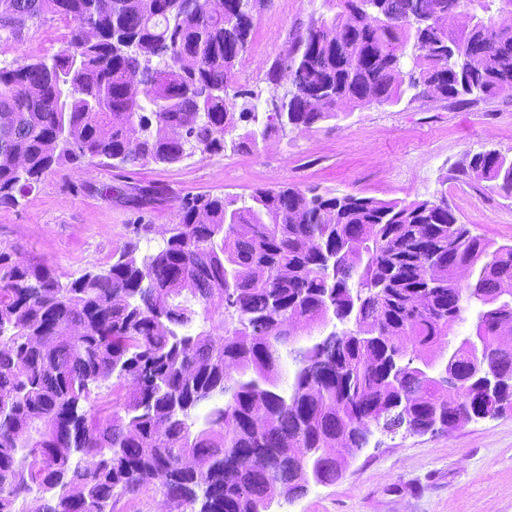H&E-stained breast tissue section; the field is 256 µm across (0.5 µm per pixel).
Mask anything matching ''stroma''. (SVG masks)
I'll return each mask as SVG.
<instances>
[{
	"label": "stroma",
	"instance_id": "stroma-1",
	"mask_svg": "<svg viewBox=\"0 0 512 512\" xmlns=\"http://www.w3.org/2000/svg\"><path fill=\"white\" fill-rule=\"evenodd\" d=\"M328 9L327 0H263L254 13L252 42L235 68L237 85L256 88L294 28ZM64 32L55 17L27 26L21 42L0 43V66L23 54H53ZM482 151L512 156V99L459 104L405 98L362 106L309 129L273 134L255 150L229 147L121 175L100 166L47 175L18 205L0 207V245L22 247L71 279L110 264L113 252L134 239V225L155 226L150 240L139 242L140 252L153 251L162 242L161 229L177 223L176 208L167 202L137 211L95 193L105 183L155 186L181 197L246 196L282 185L406 201L442 196L472 233L510 244L512 196L454 177L467 155ZM272 509L512 512V412L443 434H373L340 481L311 487L290 502L276 500Z\"/></svg>",
	"mask_w": 512,
	"mask_h": 512
}]
</instances>
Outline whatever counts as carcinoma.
Returning a JSON list of instances; mask_svg holds the SVG:
<instances>
[{
    "label": "carcinoma",
    "instance_id": "carcinoma-1",
    "mask_svg": "<svg viewBox=\"0 0 512 512\" xmlns=\"http://www.w3.org/2000/svg\"><path fill=\"white\" fill-rule=\"evenodd\" d=\"M47 14L61 49L0 67V205L71 168L217 154L239 127L251 149L406 94L512 98V0H337L264 74L263 112L262 91L228 93L253 0H0V42ZM454 15L470 23L438 24ZM457 173L512 196V157ZM176 205L163 246L140 253L153 225L136 224L111 265L65 282L0 248V512H112L149 481L191 512H256L272 482L341 479L328 452L354 455L372 425L450 432L512 409V245L447 201L282 186ZM294 321L318 335L295 343Z\"/></svg>",
    "mask_w": 512,
    "mask_h": 512
}]
</instances>
